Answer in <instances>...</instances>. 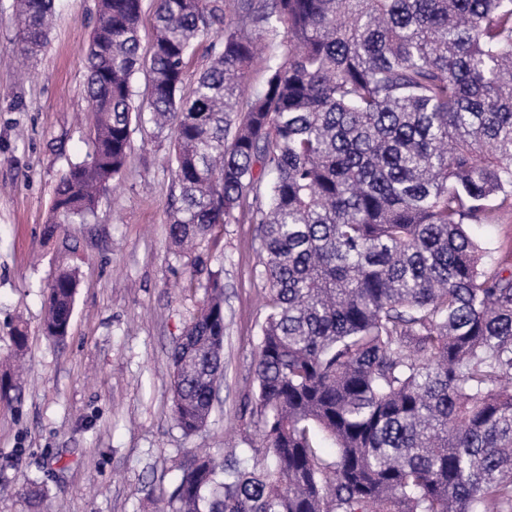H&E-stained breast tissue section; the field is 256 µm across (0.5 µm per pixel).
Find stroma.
Masks as SVG:
<instances>
[{
    "label": "stroma",
    "mask_w": 512,
    "mask_h": 512,
    "mask_svg": "<svg viewBox=\"0 0 512 512\" xmlns=\"http://www.w3.org/2000/svg\"><path fill=\"white\" fill-rule=\"evenodd\" d=\"M97 17L98 0H55L26 73L0 62V377L17 384L0 398V512H31L27 480L44 491L40 512H163L187 456L260 445L250 414L268 314L258 227H221L208 271L194 272V254L168 236L170 139L149 112L94 216L44 233L60 176L91 150L82 50ZM63 270L78 288L59 341L42 322ZM212 271L224 284V377L207 425L188 435L172 415L169 353Z\"/></svg>",
    "instance_id": "1"
}]
</instances>
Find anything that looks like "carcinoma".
Wrapping results in <instances>:
<instances>
[{"label": "carcinoma", "instance_id": "cac0c4a2", "mask_svg": "<svg viewBox=\"0 0 512 512\" xmlns=\"http://www.w3.org/2000/svg\"><path fill=\"white\" fill-rule=\"evenodd\" d=\"M53 0H15L19 53ZM142 0H98L92 149L45 232L95 211L131 145ZM147 102L173 139L169 236L260 225L269 313L255 358L263 448L177 466L175 512H512V0H157ZM220 34L183 93L197 39ZM266 79L247 95L250 70ZM76 273L48 288L67 336ZM171 350L173 417L201 430L223 377L224 289ZM336 448L320 454L321 441ZM480 243L485 247H492L498 241L509 239L512 234V214L502 215L499 224L492 227H473L470 229Z\"/></svg>", "mask_w": 512, "mask_h": 512}]
</instances>
